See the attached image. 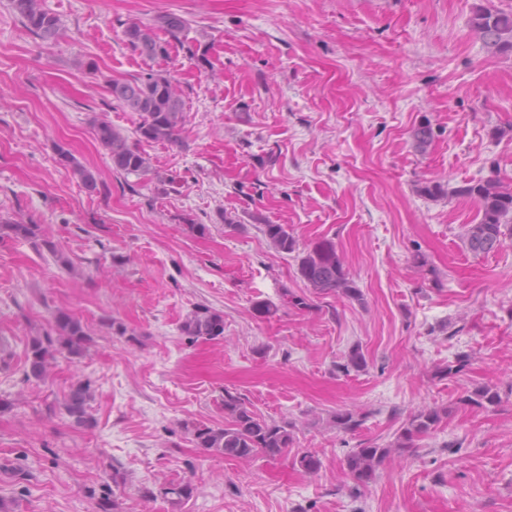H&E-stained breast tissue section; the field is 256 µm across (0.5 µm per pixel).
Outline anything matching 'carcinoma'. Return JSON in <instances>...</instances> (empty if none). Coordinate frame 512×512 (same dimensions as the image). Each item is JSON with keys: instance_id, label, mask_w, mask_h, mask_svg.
<instances>
[{"instance_id": "carcinoma-1", "label": "carcinoma", "mask_w": 512, "mask_h": 512, "mask_svg": "<svg viewBox=\"0 0 512 512\" xmlns=\"http://www.w3.org/2000/svg\"><path fill=\"white\" fill-rule=\"evenodd\" d=\"M11 9L22 23L39 39L50 40L58 36L60 20L46 11L41 0H10ZM160 27L173 40L185 29V22L175 14L164 16ZM471 35L480 40L492 52H512V12L479 6L470 19ZM127 43L148 59L164 57L169 42L156 33L155 28L132 23L124 30ZM110 92L118 105L140 116L136 132L145 142H179V132L184 124L185 102L183 91L167 73L150 72L131 81H112ZM415 148L425 151L434 138L430 123H422L412 133ZM96 139L108 151L112 170L120 175H144L150 169V161L137 144L128 141L107 121L96 127ZM63 162L72 166L82 187L89 193L98 188L96 174L75 162L70 153L60 147ZM492 175L462 186L448 187L440 182L427 183L419 192L433 200L466 198L478 206L480 219L466 225L465 240L474 254H486L512 241V183L499 178L496 165H491ZM8 232L16 238H34L40 233L36 224H1L0 234ZM262 232L280 252L296 250L297 240L286 224H265ZM298 273L317 294L341 295L361 302L363 294L349 278L344 261L333 243L321 242L299 257ZM183 334L196 340H215L224 337V315L206 305L199 304L188 314L181 325ZM89 341L81 320L73 314L59 310L53 316L51 331L30 338L26 350L25 380L44 381L49 376L56 356L83 354ZM367 361L362 348L353 346L346 355L343 372L365 370ZM91 386L87 381L72 383L64 398L63 407L73 422L81 427L92 426L88 414ZM469 405L487 409L496 406L498 392L484 386L463 397ZM224 414L228 422L222 427L187 424L185 429L193 442L212 455L230 460L250 461L257 457L275 459L288 453L295 441V425L291 421L276 422L257 414L242 398L224 391ZM448 414L444 407L425 406L411 414L401 428L395 442L386 447L375 443L352 449L344 459L348 474L359 484L372 480L378 467L393 452L409 449L413 441L430 433ZM359 415L344 411L332 417V424L339 430L352 431L361 425ZM293 463L306 472H314L320 466L318 456L305 450L294 457ZM197 493L190 480L171 482L159 489V494L171 505L178 507L191 500Z\"/></svg>"}]
</instances>
